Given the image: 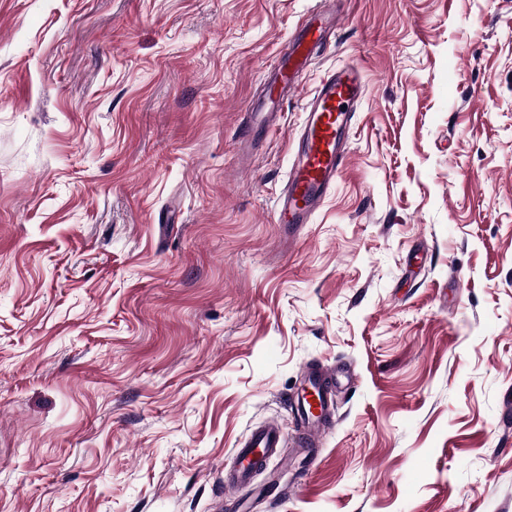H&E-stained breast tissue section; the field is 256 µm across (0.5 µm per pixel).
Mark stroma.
Masks as SVG:
<instances>
[{
    "label": "stroma",
    "instance_id": "35a3bbf8",
    "mask_svg": "<svg viewBox=\"0 0 512 512\" xmlns=\"http://www.w3.org/2000/svg\"><path fill=\"white\" fill-rule=\"evenodd\" d=\"M329 3L0 0V512H512V0H343L245 130ZM346 64L349 161L292 244L276 197ZM343 364L296 447L305 372ZM323 30H332L333 32L336 30V13L330 14L325 18H321L319 11H313L308 22L295 36L292 55L297 54L308 44L318 41L321 38ZM312 58L306 53L302 58H292L290 56L280 57L274 66L269 70L267 83L277 89L278 96L272 95L260 100L252 111L256 113L265 126L274 123L284 99H288V94L298 90L300 85V76L305 71ZM285 434L279 425L269 423L254 429L234 448V481L247 487L251 484L260 463L279 457L284 448Z\"/></svg>",
    "mask_w": 512,
    "mask_h": 512
}]
</instances>
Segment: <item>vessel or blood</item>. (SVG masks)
<instances>
[{"label": "vessel or blood", "instance_id": "1", "mask_svg": "<svg viewBox=\"0 0 512 512\" xmlns=\"http://www.w3.org/2000/svg\"><path fill=\"white\" fill-rule=\"evenodd\" d=\"M336 27L335 16L312 12L308 22L296 34L295 49L320 39L322 31ZM311 63L310 56L280 57L268 74V83L277 96L260 100L254 108L264 125L274 123L284 99L298 90L300 76ZM362 91V76L357 67L330 70L317 84L306 107L301 145L289 167L286 184L276 201L278 223L287 225L289 240H296L303 224L309 223L320 202L335 184L348 159L345 132L354 104ZM332 407L331 382L319 369L304 375L303 391L291 402L297 416L299 447L317 445ZM285 434L270 423L254 429L234 448V481L251 484L260 463L279 457Z\"/></svg>", "mask_w": 512, "mask_h": 512}]
</instances>
